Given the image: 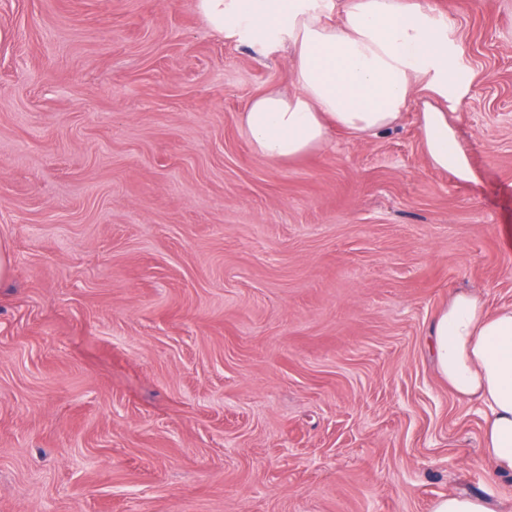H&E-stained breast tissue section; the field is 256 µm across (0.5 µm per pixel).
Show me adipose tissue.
<instances>
[{"label": "adipose tissue", "mask_w": 512, "mask_h": 512, "mask_svg": "<svg viewBox=\"0 0 512 512\" xmlns=\"http://www.w3.org/2000/svg\"><path fill=\"white\" fill-rule=\"evenodd\" d=\"M211 30L260 53L287 47L292 91L267 89L241 115L253 150L290 161L322 148L332 129L357 136L395 126L420 81L421 136L434 167L463 181L475 175L439 100L462 83L447 29L413 0H195ZM429 351L455 396L477 404L482 453L512 478V306L488 310L460 292L437 314Z\"/></svg>", "instance_id": "1"}]
</instances>
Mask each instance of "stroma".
I'll return each mask as SVG.
<instances>
[{"instance_id": "1", "label": "stroma", "mask_w": 512, "mask_h": 512, "mask_svg": "<svg viewBox=\"0 0 512 512\" xmlns=\"http://www.w3.org/2000/svg\"><path fill=\"white\" fill-rule=\"evenodd\" d=\"M477 179L387 132L258 156L288 50L195 0H0V512H512L427 333L512 305V0H417ZM432 512H495V510L490 501L484 497L450 493L440 496L434 502Z\"/></svg>"}]
</instances>
